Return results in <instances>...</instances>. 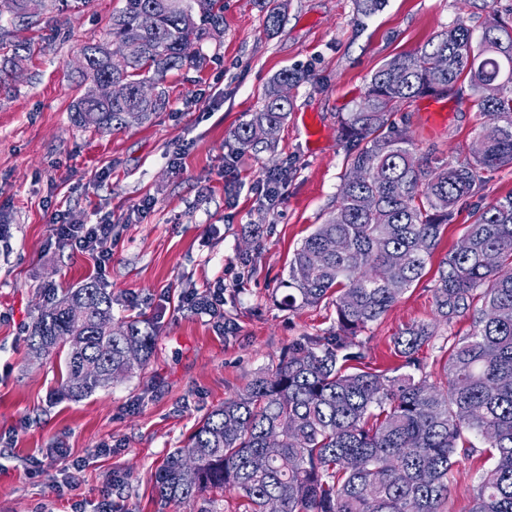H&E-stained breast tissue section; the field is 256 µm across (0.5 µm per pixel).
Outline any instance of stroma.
Returning <instances> with one entry per match:
<instances>
[{
	"label": "stroma",
	"instance_id": "35a3bbf8",
	"mask_svg": "<svg viewBox=\"0 0 512 512\" xmlns=\"http://www.w3.org/2000/svg\"><path fill=\"white\" fill-rule=\"evenodd\" d=\"M279 27L264 0H221L220 32L203 45V67L167 72L169 106L151 123L101 132L75 126L85 47L104 41L122 0L61 7L12 32L34 56L0 83V512H193L160 506L154 474L202 418L277 363L288 345L336 327L332 299L288 309L294 251L339 199L347 147L343 117L372 75L464 22L481 33L485 14L467 0H385L365 14L360 0H282ZM304 72L274 148L238 150L233 134L262 105L270 79ZM421 150L465 158L480 116L453 88L401 104L395 116ZM282 176L279 199L260 194L266 173ZM512 195V166L485 173L462 200L420 280L363 331L362 370L391 371L392 339L434 316L440 260L474 212ZM112 222V258L56 245L51 220ZM112 295L115 322L148 319L153 352L126 378L92 396L56 395L63 354L34 357L26 345L41 309L86 279ZM224 286V316L185 310V293ZM456 317L419 357L431 382L445 379L450 348L471 329ZM484 450L459 457L445 512H470Z\"/></svg>",
	"mask_w": 512,
	"mask_h": 512
}]
</instances>
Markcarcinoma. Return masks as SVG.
<instances>
[{
  "label": "carcinoma",
  "mask_w": 512,
  "mask_h": 512,
  "mask_svg": "<svg viewBox=\"0 0 512 512\" xmlns=\"http://www.w3.org/2000/svg\"><path fill=\"white\" fill-rule=\"evenodd\" d=\"M57 0H0V46L5 24L35 26ZM486 12L473 38L462 22L442 30L413 54L393 58L368 83L362 103L341 123L349 142V174L340 201L295 251L283 305L318 304L333 289L336 330L288 346L278 363L256 374L237 397L212 410L184 446L166 456L153 489L160 504H190L208 491H234L245 512H442L459 455L490 449L470 512H512V195L475 213L463 238L443 258L435 288L436 316L394 337L403 372L389 377L351 369L363 358L353 338L378 321L414 282L437 249L458 203L483 173L512 165V23L489 0H470ZM216 0H125L112 15L110 40L90 46L81 68L85 91L72 107L79 127L111 132L145 124L168 104L164 75L201 64L202 43L219 29ZM150 10L156 26L140 25ZM114 42L130 49L110 60ZM439 56V70L428 66ZM304 75L276 74L264 103L234 134L241 150L272 146L290 110L281 88ZM468 81L484 148L463 161L434 162L392 116L402 102L458 80ZM103 82L127 93L97 97ZM499 84L487 98L483 87ZM142 84L153 99L138 98ZM473 313L470 333L457 340L442 385L417 376L419 350L438 327ZM112 295L95 280L64 289L38 315L28 338L38 356L66 349L59 392L82 399L144 363L156 337L150 322H124L111 331Z\"/></svg>",
  "instance_id": "obj_1"
}]
</instances>
